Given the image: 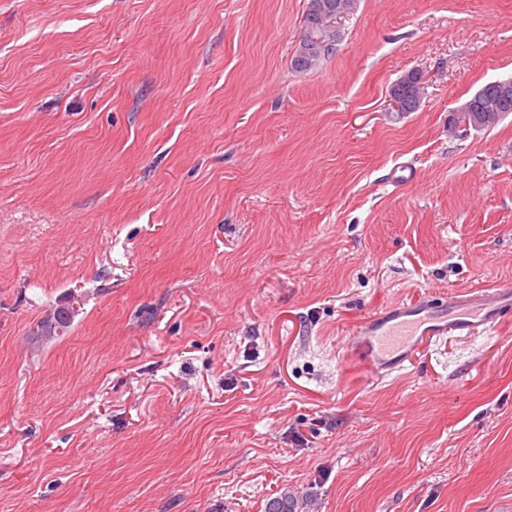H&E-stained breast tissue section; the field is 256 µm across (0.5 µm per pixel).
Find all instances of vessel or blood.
I'll return each instance as SVG.
<instances>
[{
  "label": "vessel or blood",
  "instance_id": "obj_1",
  "mask_svg": "<svg viewBox=\"0 0 512 512\" xmlns=\"http://www.w3.org/2000/svg\"><path fill=\"white\" fill-rule=\"evenodd\" d=\"M465 304L474 307V315L451 325L440 321L424 303H399L375 316L356 340L370 372L383 377L401 369L422 339L446 332L448 327L473 335L493 330L504 317L512 316V289L490 288L464 298L452 296L446 302L451 310Z\"/></svg>",
  "mask_w": 512,
  "mask_h": 512
}]
</instances>
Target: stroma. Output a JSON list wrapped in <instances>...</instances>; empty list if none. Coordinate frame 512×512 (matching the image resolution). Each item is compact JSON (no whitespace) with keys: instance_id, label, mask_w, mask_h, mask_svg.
<instances>
[{"instance_id":"stroma-1","label":"stroma","mask_w":512,"mask_h":512,"mask_svg":"<svg viewBox=\"0 0 512 512\" xmlns=\"http://www.w3.org/2000/svg\"><path fill=\"white\" fill-rule=\"evenodd\" d=\"M307 4L0 0V512H512V317L353 348L512 287V114L451 126L512 0H357L302 73ZM411 74H413L414 77L419 78L420 87L423 88L422 76L417 71L409 72L407 76H403L400 80H398L396 83H394L392 85L390 92H389V101H390V105L392 106L393 110H397L399 108L396 100L394 99L393 91L397 87V84L402 83L405 80H408L409 75H411ZM415 81L416 80L411 77L409 79V82L405 81L404 83L398 85V87L396 88V92L401 97H403L406 101H408L410 104H415L417 102V94L419 93L417 85L414 84ZM428 303H397L371 319L359 332L356 347L370 372L384 377L402 368L424 338L448 331V321L430 312Z\"/></svg>"}]
</instances>
